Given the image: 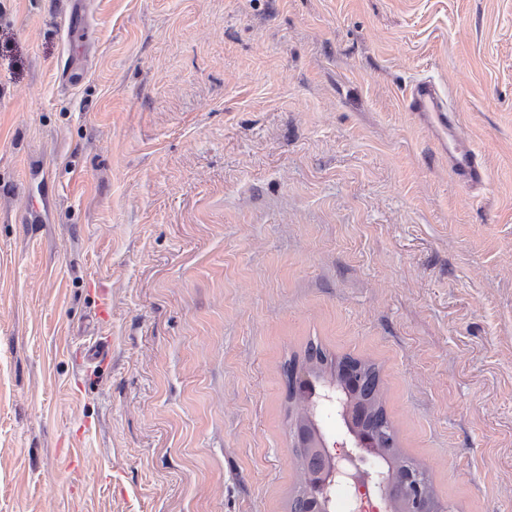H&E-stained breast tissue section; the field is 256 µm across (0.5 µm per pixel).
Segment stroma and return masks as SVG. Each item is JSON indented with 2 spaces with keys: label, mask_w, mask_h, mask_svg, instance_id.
<instances>
[{
  "label": "stroma",
  "mask_w": 512,
  "mask_h": 512,
  "mask_svg": "<svg viewBox=\"0 0 512 512\" xmlns=\"http://www.w3.org/2000/svg\"><path fill=\"white\" fill-rule=\"evenodd\" d=\"M311 341L512 512V0H0V512H289ZM405 106L428 126L437 131H448V142L441 149L448 152V167L470 188L486 179V166L478 154L464 144L459 135L460 115L448 105L446 95L432 79L418 80L405 93Z\"/></svg>",
  "instance_id": "1"
}]
</instances>
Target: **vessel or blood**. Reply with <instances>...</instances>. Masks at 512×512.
I'll return each mask as SVG.
<instances>
[{"label": "vessel or blood", "mask_w": 512, "mask_h": 512, "mask_svg": "<svg viewBox=\"0 0 512 512\" xmlns=\"http://www.w3.org/2000/svg\"><path fill=\"white\" fill-rule=\"evenodd\" d=\"M405 106L431 128L447 133L442 151L448 154V166L469 187L486 179V166L478 154L465 145L459 134L460 115L448 104L440 86L431 79L413 83L405 93Z\"/></svg>", "instance_id": "b4317fda"}]
</instances>
